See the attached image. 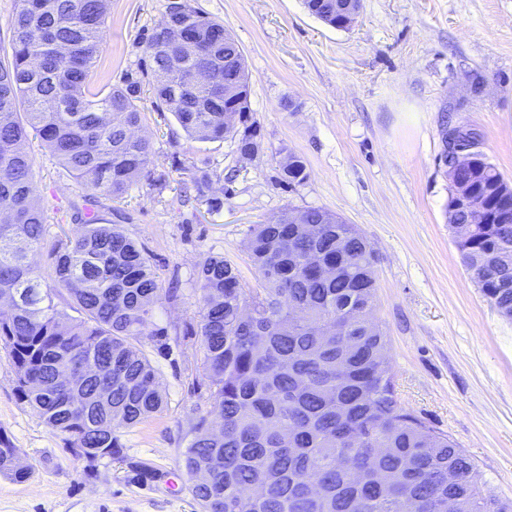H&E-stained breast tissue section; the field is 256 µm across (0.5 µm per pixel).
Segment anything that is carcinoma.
I'll list each match as a JSON object with an SVG mask.
<instances>
[{"mask_svg": "<svg viewBox=\"0 0 512 512\" xmlns=\"http://www.w3.org/2000/svg\"><path fill=\"white\" fill-rule=\"evenodd\" d=\"M110 0H20L11 55L0 60V347L19 374L17 395L70 448L94 462L121 453L120 429L163 410L165 398L139 337L170 349L156 310L179 298L121 225L100 217V198L121 202L153 177L154 153L142 130V80H98ZM338 29L336 0H304ZM168 23L141 43L158 73L153 89L186 134L231 139L241 165L261 150L250 123L243 51L224 25L175 3ZM237 90L240 120L224 122V84ZM24 111H18V107ZM35 134L87 194L80 232L50 235L35 196L28 151ZM470 207L450 221L472 227L458 244L471 279L498 310L512 312V192L496 165L477 155ZM288 186L307 178L289 151L279 162ZM214 173L190 178L195 201L214 209ZM254 224L247 240L260 287L247 288L222 256L199 265L200 369L210 411L191 427L184 453L202 512H512L483 489L475 467L448 436L427 426L395 396L387 336L373 315L375 254L353 224L317 207L301 223ZM48 252L46 269L32 257ZM347 265L322 278L311 260ZM76 315H71V312ZM220 420L218 429L209 416ZM19 452L0 435V474L23 483ZM455 475L448 482V473Z\"/></svg>", "mask_w": 512, "mask_h": 512, "instance_id": "1", "label": "carcinoma"}]
</instances>
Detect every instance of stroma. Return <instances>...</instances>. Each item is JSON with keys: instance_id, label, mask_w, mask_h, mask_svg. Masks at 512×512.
Segmentation results:
<instances>
[{"instance_id": "1", "label": "stroma", "mask_w": 512, "mask_h": 512, "mask_svg": "<svg viewBox=\"0 0 512 512\" xmlns=\"http://www.w3.org/2000/svg\"><path fill=\"white\" fill-rule=\"evenodd\" d=\"M224 24L243 49L251 118L262 150L234 182L230 141L187 138L164 111L144 71L142 37L170 0H111L100 80L142 73L143 132L168 186H133L121 202L124 232L141 243L162 287L180 297L156 323L183 327L199 307V264L221 255L250 287L259 275L246 250L251 225L286 207H321L356 225L374 249L376 317L400 401L454 440L482 483L512 501V321L503 319L466 271L448 225L450 181L443 125L480 136V149L512 182V0H362L356 23L337 30L302 0H189ZM34 192L52 233L76 234L86 191L33 138ZM301 156L308 179L285 187L282 151ZM206 166L217 210L178 199L191 166ZM164 409L122 430V451L88 466L73 457L16 392L0 349V433L31 470L18 484L0 474V512H200L183 468L190 428L207 409L199 341L154 353ZM157 477L133 481L132 463Z\"/></svg>"}]
</instances>
